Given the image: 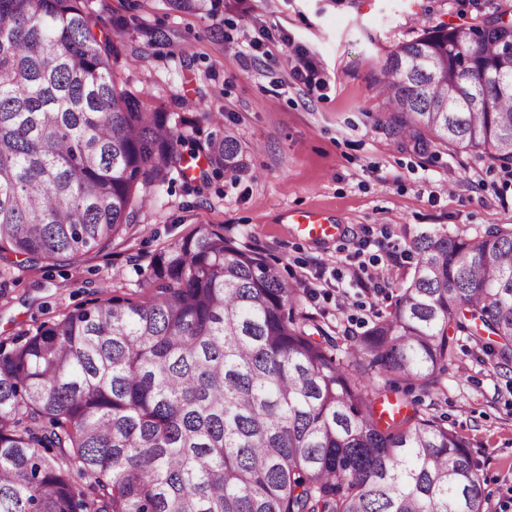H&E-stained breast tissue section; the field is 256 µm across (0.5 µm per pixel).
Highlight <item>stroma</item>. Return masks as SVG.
<instances>
[{"label":"stroma","instance_id":"obj_1","mask_svg":"<svg viewBox=\"0 0 512 512\" xmlns=\"http://www.w3.org/2000/svg\"><path fill=\"white\" fill-rule=\"evenodd\" d=\"M118 50V88L172 113L196 151L229 134L243 149L237 178L220 170L174 175L111 246L77 264L0 263V344L103 293L142 298L155 256L197 225L261 250L281 276L311 291L303 312L333 336L362 331L386 312L410 272L416 231L446 225L469 236L512 225V169L444 146L423 150L381 119L375 76L388 54L423 31L465 27L511 10L512 0H200L176 12L167 0H89ZM169 39L158 44L154 29ZM313 58L321 88L290 78L293 48ZM222 113L221 125L204 120ZM312 209L340 228L312 240L289 212ZM396 246L386 287L352 284L360 257ZM391 400L417 402L468 442L480 465L486 512H512V366L464 342L460 370L434 394L400 387Z\"/></svg>","mask_w":512,"mask_h":512}]
</instances>
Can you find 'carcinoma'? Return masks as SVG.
Returning <instances> with one entry per match:
<instances>
[{
  "label": "carcinoma",
  "instance_id": "cac0c4a2",
  "mask_svg": "<svg viewBox=\"0 0 512 512\" xmlns=\"http://www.w3.org/2000/svg\"><path fill=\"white\" fill-rule=\"evenodd\" d=\"M115 62L87 0H0L1 259L101 252L184 174V135ZM377 85L399 136L512 164L509 12L397 45ZM240 153L226 135L203 157L233 176ZM411 248L356 336L315 339L303 291L201 224L157 254L147 298L0 347V512H483L468 444L385 398L431 393L462 336L512 361V225L425 227Z\"/></svg>",
  "mask_w": 512,
  "mask_h": 512
}]
</instances>
